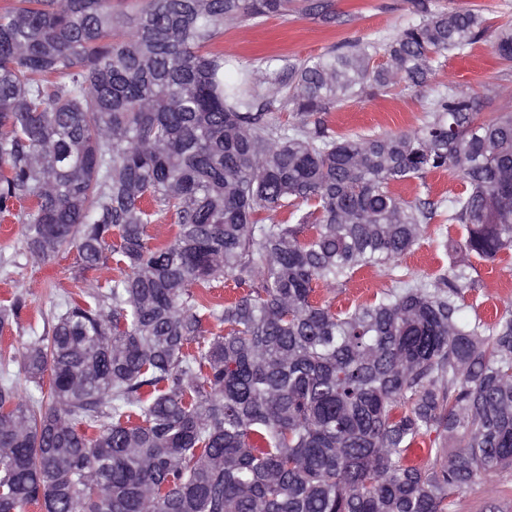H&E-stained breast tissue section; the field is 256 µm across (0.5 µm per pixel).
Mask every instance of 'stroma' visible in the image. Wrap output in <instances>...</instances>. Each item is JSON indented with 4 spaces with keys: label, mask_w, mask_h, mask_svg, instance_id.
I'll use <instances>...</instances> for the list:
<instances>
[{
    "label": "stroma",
    "mask_w": 512,
    "mask_h": 512,
    "mask_svg": "<svg viewBox=\"0 0 512 512\" xmlns=\"http://www.w3.org/2000/svg\"><path fill=\"white\" fill-rule=\"evenodd\" d=\"M335 8L336 22L332 25L292 13L257 25L228 26L212 48L223 53L233 67L255 65L274 55L299 62L349 41L388 38L416 19L410 0H335ZM451 83L478 96L488 117L512 102V66L496 57L490 39L485 38L473 44L466 55H449L426 86L365 94L336 106L328 116L329 126L339 136L418 128L428 118L432 95ZM464 189L459 177L440 171L399 185L396 191L408 200H437ZM464 235L459 225L434 221L419 245L400 260V271L420 280H435L447 272L455 258L454 246ZM474 268L479 287L467 293L466 302L482 316L494 317L512 302V252L502 253L492 263L475 262ZM117 275V270L110 267L80 270L71 252L59 254L45 264L35 263L22 246L19 224L0 222V304H10L18 294L26 299L17 323L0 334V349L28 343L32 332L43 329L53 304L60 298L80 297L90 282ZM392 284L393 278L386 272L365 268L335 290L317 287L314 298L329 302L333 309L345 310L374 302Z\"/></svg>",
    "instance_id": "stroma-1"
}]
</instances>
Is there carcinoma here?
Listing matches in <instances>:
<instances>
[{
	"instance_id": "1",
	"label": "carcinoma",
	"mask_w": 512,
	"mask_h": 512,
	"mask_svg": "<svg viewBox=\"0 0 512 512\" xmlns=\"http://www.w3.org/2000/svg\"><path fill=\"white\" fill-rule=\"evenodd\" d=\"M412 2L385 42L233 72L209 51L225 25L334 24L331 0L0 6V220L36 262L73 250L121 271L0 354V512H454L512 471V302L464 314L471 258L512 250V104L487 119L451 83L412 131L326 121L425 86L488 32L472 9ZM492 48L512 63V26ZM435 171L465 190H393ZM282 208L294 223H266ZM166 215L177 231L153 245ZM438 216L466 231L448 273L397 275L345 312L313 300L318 282L395 272ZM224 277L243 292L221 308L192 291ZM23 306L0 307V333ZM18 371L47 392L23 398Z\"/></svg>"
}]
</instances>
